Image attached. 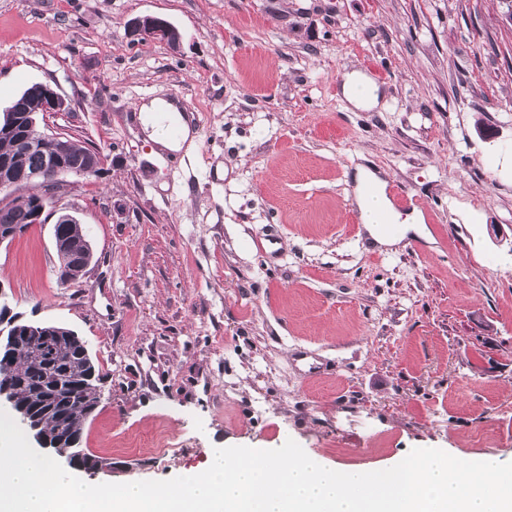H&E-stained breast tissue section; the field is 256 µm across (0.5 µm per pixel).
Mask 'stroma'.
Segmentation results:
<instances>
[{"mask_svg": "<svg viewBox=\"0 0 512 512\" xmlns=\"http://www.w3.org/2000/svg\"><path fill=\"white\" fill-rule=\"evenodd\" d=\"M145 14L179 47L132 42ZM352 66L383 88L376 111L343 101ZM36 82L72 102L40 131L105 156L58 200L93 261L60 283L52 226L33 225L0 244V298L76 331L98 365L82 445L112 470L96 482L289 439L367 470L415 448L512 461L499 0H0V109ZM174 92L198 119L176 168L133 118ZM360 163L424 203L432 244L369 246Z\"/></svg>", "mask_w": 512, "mask_h": 512, "instance_id": "1", "label": "stroma"}]
</instances>
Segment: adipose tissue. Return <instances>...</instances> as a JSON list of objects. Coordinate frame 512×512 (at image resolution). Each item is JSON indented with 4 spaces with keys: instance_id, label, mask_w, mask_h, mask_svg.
Returning <instances> with one entry per match:
<instances>
[{
    "instance_id": "adipose-tissue-1",
    "label": "adipose tissue",
    "mask_w": 512,
    "mask_h": 512,
    "mask_svg": "<svg viewBox=\"0 0 512 512\" xmlns=\"http://www.w3.org/2000/svg\"><path fill=\"white\" fill-rule=\"evenodd\" d=\"M342 95L347 103L356 111H371L377 109L383 97L380 86L365 73L354 70L346 74L341 86ZM140 112H165L171 121L179 123L182 135L179 139H167L161 130L151 122H144L143 130L150 142L160 149L177 152L182 148H193L195 137L187 118L170 102L155 99L141 104ZM354 180L359 189L354 193V199L360 212V219L373 242L381 247L390 248L399 244V237L382 235L379 227L383 224L401 225L403 233H413L426 237L424 216L419 212L401 214L386 193L387 182L379 169L366 165H358L355 169Z\"/></svg>"
}]
</instances>
